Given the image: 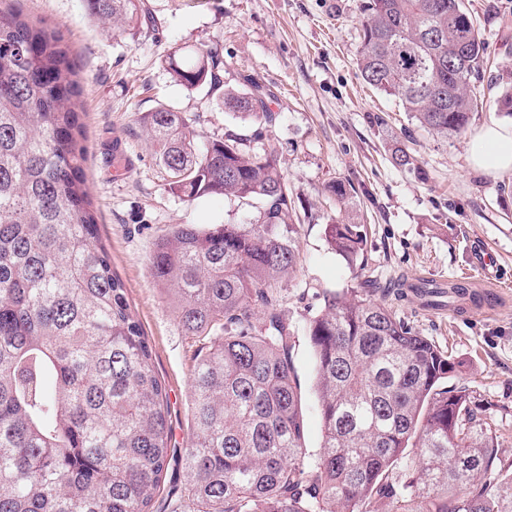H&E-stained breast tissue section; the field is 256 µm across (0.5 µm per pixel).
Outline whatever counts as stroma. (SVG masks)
I'll use <instances>...</instances> for the list:
<instances>
[{
  "label": "stroma",
  "instance_id": "obj_1",
  "mask_svg": "<svg viewBox=\"0 0 512 512\" xmlns=\"http://www.w3.org/2000/svg\"><path fill=\"white\" fill-rule=\"evenodd\" d=\"M12 2L30 21L60 32L76 63L86 187L112 270L169 396L172 447L191 445V374L202 343L182 332L150 272V254L174 225L240 223L252 210L220 195L190 201L171 194L140 118L173 108L185 114L200 144L230 129L251 132L250 121L225 111L221 93L172 78L166 60L174 48L207 45L224 56L226 86L243 91L253 79L276 94L269 136L302 217L297 268L280 290L278 310L295 329L292 357L309 452H318L322 433L304 325L321 309L325 290L366 279L424 276L447 286L489 277L498 291L482 292L478 302L430 309L411 297L396 308L458 362L450 385L491 403L499 455L512 462V173L474 171L468 154L472 134L483 126L512 125V115L493 104L512 86V0H464L488 67L472 82L478 107L466 134L445 143L363 81L356 63L360 0H144L142 25L114 37L101 32L84 0ZM395 142L416 156L418 170L393 164ZM339 181L355 189L349 206L331 192ZM350 211L366 231L359 261L332 250L324 233ZM478 244L493 259L489 271L472 263Z\"/></svg>",
  "mask_w": 512,
  "mask_h": 512
}]
</instances>
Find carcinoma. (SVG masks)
I'll return each mask as SVG.
<instances>
[{
	"label": "carcinoma",
	"instance_id": "cac0c4a2",
	"mask_svg": "<svg viewBox=\"0 0 512 512\" xmlns=\"http://www.w3.org/2000/svg\"><path fill=\"white\" fill-rule=\"evenodd\" d=\"M104 32L134 28L143 0H85ZM362 79L399 99L437 141L461 136L477 106L484 47L462 0H363ZM173 78L223 91L257 125L198 151L188 118L143 117L168 189L255 209L244 224H177L150 256L185 335L207 339L191 378L192 445L183 468L194 512H512L488 405L447 352L398 316L384 291L323 293L305 326L316 360L320 450L304 443L294 330L278 295L297 265V205L268 138L273 92L224 87V57L201 46L168 56ZM76 68L63 39L0 8V512H153L169 471L168 396L122 281L100 241L83 176ZM391 159H415L393 144ZM351 259L366 235L325 225ZM423 306L462 296L409 286ZM263 317H256L255 306ZM414 448L413 454L405 449Z\"/></svg>",
	"mask_w": 512,
	"mask_h": 512
}]
</instances>
